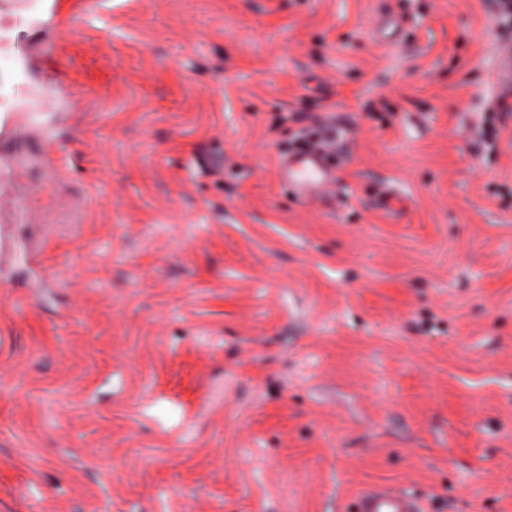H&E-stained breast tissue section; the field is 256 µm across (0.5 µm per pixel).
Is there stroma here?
I'll list each match as a JSON object with an SVG mask.
<instances>
[{
	"mask_svg": "<svg viewBox=\"0 0 512 512\" xmlns=\"http://www.w3.org/2000/svg\"><path fill=\"white\" fill-rule=\"evenodd\" d=\"M4 33L0 512H512L496 0H0ZM334 125L301 200L290 133ZM282 173L299 198L307 200L324 190L335 179V173L318 154H298L287 158ZM353 512H423V503L401 491L371 488L355 499Z\"/></svg>",
	"mask_w": 512,
	"mask_h": 512,
	"instance_id": "stroma-1",
	"label": "stroma"
}]
</instances>
